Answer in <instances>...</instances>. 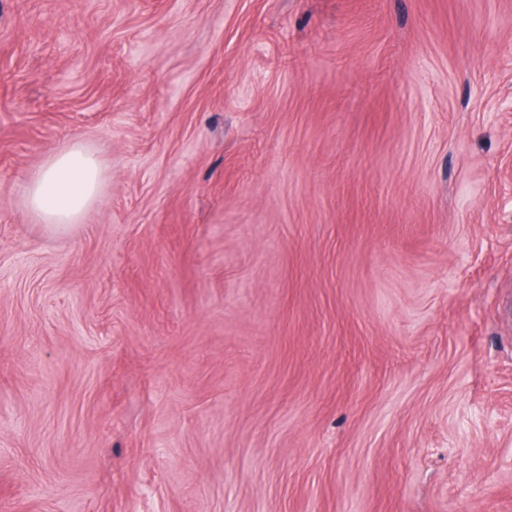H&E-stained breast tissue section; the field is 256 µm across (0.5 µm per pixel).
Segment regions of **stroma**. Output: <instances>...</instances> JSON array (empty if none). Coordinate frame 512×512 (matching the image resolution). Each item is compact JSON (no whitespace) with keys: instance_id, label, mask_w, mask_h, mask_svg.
I'll return each mask as SVG.
<instances>
[{"instance_id":"35a3bbf8","label":"stroma","mask_w":512,"mask_h":512,"mask_svg":"<svg viewBox=\"0 0 512 512\" xmlns=\"http://www.w3.org/2000/svg\"><path fill=\"white\" fill-rule=\"evenodd\" d=\"M504 99L512 0H0V512H512ZM102 186L96 156L73 144L47 158L31 180L24 204L43 224L65 229L80 224L98 203Z\"/></svg>"}]
</instances>
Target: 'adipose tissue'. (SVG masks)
Returning a JSON list of instances; mask_svg holds the SVG:
<instances>
[{"mask_svg":"<svg viewBox=\"0 0 512 512\" xmlns=\"http://www.w3.org/2000/svg\"><path fill=\"white\" fill-rule=\"evenodd\" d=\"M102 186L98 159L74 144L47 158L31 180L24 204L43 224L65 229L80 224L98 203Z\"/></svg>","mask_w":512,"mask_h":512,"instance_id":"adipose-tissue-1","label":"adipose tissue"}]
</instances>
